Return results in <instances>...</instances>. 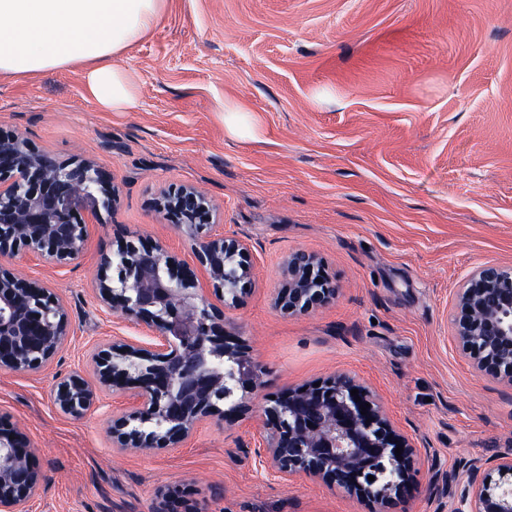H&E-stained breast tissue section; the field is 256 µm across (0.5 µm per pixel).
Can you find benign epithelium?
I'll return each instance as SVG.
<instances>
[{"mask_svg":"<svg viewBox=\"0 0 512 512\" xmlns=\"http://www.w3.org/2000/svg\"><path fill=\"white\" fill-rule=\"evenodd\" d=\"M112 178L94 163L64 162L34 148L20 133L0 132V259L23 250L47 261L66 263L82 252L85 215L111 209ZM155 210L184 230L197 263L207 272L216 301L203 294L195 267L173 265L166 246L120 240L103 261L94 283L110 310L150 328L151 341L113 342L93 356L97 384L78 374L53 390L57 407L83 416L97 399V386L130 394L131 409L112 419L116 448H173L203 422L224 419L248 407L262 367L243 346L224 336V304L239 301L250 274L247 244L224 235L216 208L200 191L184 186L162 191ZM288 281L276 305L305 314L331 303L336 286L315 273V258L297 252L288 258ZM453 340L472 367L512 389V267L486 262L456 290L451 320ZM69 336L64 304L48 288L0 267V369L39 372ZM358 390L360 400L351 396ZM368 403L367 414L360 406ZM270 426L261 435V462L285 477L308 476L362 496L392 512L413 484L415 448L386 417L379 400L348 373L290 390L267 409ZM151 424L145 430L142 425ZM403 447L396 455V447ZM388 454L400 480L387 490L362 481L374 460ZM498 479L479 477L473 462L465 475H448L452 512H512V456L502 458ZM466 487L456 492L461 482ZM40 488L30 462V443L17 426L0 421V512H29ZM156 512H176L183 499L158 492Z\"/></svg>","mask_w":512,"mask_h":512,"instance_id":"benign-epithelium-1","label":"benign epithelium"}]
</instances>
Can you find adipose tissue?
I'll use <instances>...</instances> for the list:
<instances>
[{"mask_svg":"<svg viewBox=\"0 0 512 512\" xmlns=\"http://www.w3.org/2000/svg\"><path fill=\"white\" fill-rule=\"evenodd\" d=\"M164 0H0V75L88 63L99 104L122 112L137 87L117 57L150 32Z\"/></svg>","mask_w":512,"mask_h":512,"instance_id":"ef3b65f1","label":"adipose tissue"}]
</instances>
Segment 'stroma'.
Masks as SVG:
<instances>
[{
	"label": "stroma",
	"instance_id": "1",
	"mask_svg": "<svg viewBox=\"0 0 512 512\" xmlns=\"http://www.w3.org/2000/svg\"><path fill=\"white\" fill-rule=\"evenodd\" d=\"M118 63L138 88L125 112L92 97L81 65L0 76V130L92 161L118 190L76 260L0 261L50 288L70 320L43 371H0V418L28 436L41 477L30 512H155L162 487L182 490L193 512H371L341 488L259 464L272 398L339 372L416 447L414 486L395 512H451L447 478L466 462L496 477L512 454V397L472 368L450 323L470 271L512 265V0H165ZM228 101L253 113L257 137L225 131ZM184 185L249 248L224 331L263 374L248 413L204 422L175 448L122 452L111 425L128 395L102 389L76 419L51 389L93 379L96 344L149 341L93 284L120 239L193 262L151 205ZM296 252L313 255L337 293L288 315L275 299Z\"/></svg>",
	"mask_w": 512,
	"mask_h": 512
}]
</instances>
